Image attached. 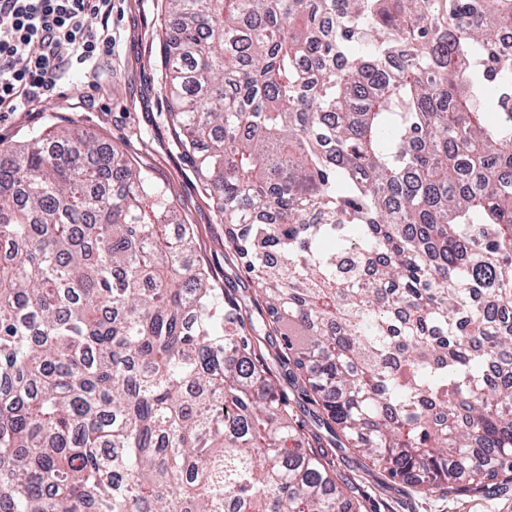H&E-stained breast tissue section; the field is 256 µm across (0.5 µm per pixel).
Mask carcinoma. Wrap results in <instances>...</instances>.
<instances>
[{"mask_svg": "<svg viewBox=\"0 0 512 512\" xmlns=\"http://www.w3.org/2000/svg\"><path fill=\"white\" fill-rule=\"evenodd\" d=\"M166 2L167 122L333 447L512 475V333L473 300L512 309V0ZM192 247L94 135L0 157V512H351Z\"/></svg>", "mask_w": 512, "mask_h": 512, "instance_id": "1", "label": "carcinoma"}]
</instances>
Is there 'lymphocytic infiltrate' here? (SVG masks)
<instances>
[{
	"instance_id": "1",
	"label": "lymphocytic infiltrate",
	"mask_w": 512,
	"mask_h": 512,
	"mask_svg": "<svg viewBox=\"0 0 512 512\" xmlns=\"http://www.w3.org/2000/svg\"><path fill=\"white\" fill-rule=\"evenodd\" d=\"M111 13L112 0H0V112L46 99L66 64L111 45L87 24Z\"/></svg>"
}]
</instances>
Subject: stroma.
<instances>
[{"label":"stroma","mask_w":512,"mask_h":512,"mask_svg":"<svg viewBox=\"0 0 512 512\" xmlns=\"http://www.w3.org/2000/svg\"><path fill=\"white\" fill-rule=\"evenodd\" d=\"M89 27L109 29L112 47L97 60L65 71L48 100L26 104L0 118V148L25 141L32 132L50 135L77 127L118 148L163 186L180 219L194 236L195 257L217 285L239 301L252 299L255 287L231 249L224 245V224L189 161L178 150L166 122L167 103L160 88L157 61L169 30L162 0H112L109 19L92 17ZM268 367L288 398L301 437L330 446L322 409L313 405L307 386L293 376L280 337L263 341ZM337 481L357 488L361 512H512V481L483 491L428 489L413 480L392 478L353 452L337 453Z\"/></svg>","instance_id":"obj_1"}]
</instances>
